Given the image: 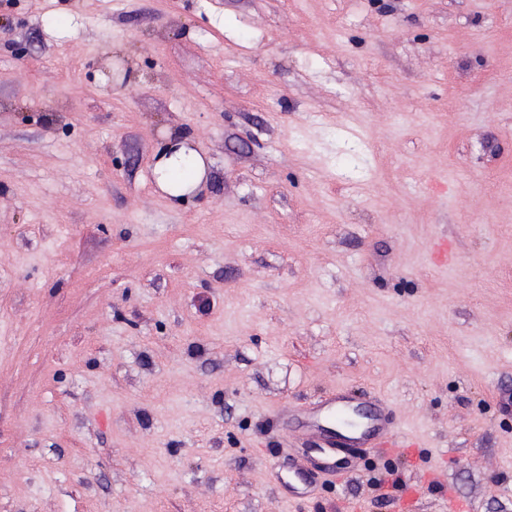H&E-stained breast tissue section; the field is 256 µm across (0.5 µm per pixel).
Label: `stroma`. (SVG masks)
I'll list each match as a JSON object with an SVG mask.
<instances>
[{
	"label": "stroma",
	"instance_id": "obj_1",
	"mask_svg": "<svg viewBox=\"0 0 512 512\" xmlns=\"http://www.w3.org/2000/svg\"><path fill=\"white\" fill-rule=\"evenodd\" d=\"M339 388L415 448L282 499ZM389 466L512 512V0H0V512H395ZM154 171L157 185L169 203L179 205L203 179L206 163L195 150L178 144L168 145L160 149Z\"/></svg>",
	"mask_w": 512,
	"mask_h": 512
}]
</instances>
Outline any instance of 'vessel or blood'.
I'll return each mask as SVG.
<instances>
[{
    "label": "vessel or blood",
    "instance_id": "vessel-or-blood-1",
    "mask_svg": "<svg viewBox=\"0 0 512 512\" xmlns=\"http://www.w3.org/2000/svg\"><path fill=\"white\" fill-rule=\"evenodd\" d=\"M353 397L336 390L316 406L306 410L307 434L311 445L282 486L288 499L311 493L317 481L334 482L352 473L356 449H387L407 447L382 407H374L368 421L352 422Z\"/></svg>",
    "mask_w": 512,
    "mask_h": 512
}]
</instances>
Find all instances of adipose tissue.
<instances>
[{"label": "adipose tissue", "mask_w": 512, "mask_h": 512, "mask_svg": "<svg viewBox=\"0 0 512 512\" xmlns=\"http://www.w3.org/2000/svg\"><path fill=\"white\" fill-rule=\"evenodd\" d=\"M154 171L157 185L169 203L178 205L201 182L206 163L196 151L178 144L168 145L160 149Z\"/></svg>", "instance_id": "adipose-tissue-1"}]
</instances>
